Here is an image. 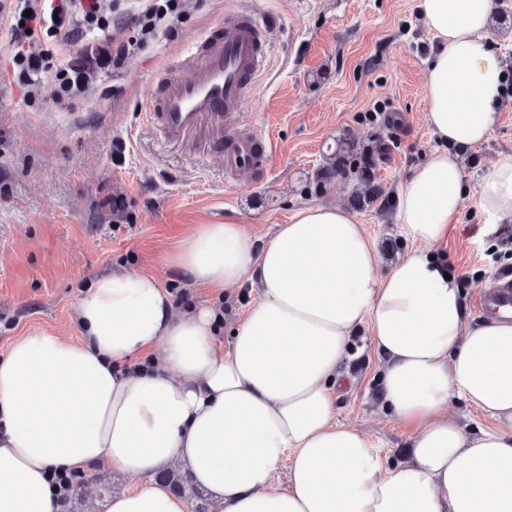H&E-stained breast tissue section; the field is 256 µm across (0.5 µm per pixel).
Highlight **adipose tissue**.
I'll return each mask as SVG.
<instances>
[{
  "mask_svg": "<svg viewBox=\"0 0 512 512\" xmlns=\"http://www.w3.org/2000/svg\"><path fill=\"white\" fill-rule=\"evenodd\" d=\"M436 40L426 120L440 150L401 185L396 222L414 250L387 274L344 207L299 209L257 241L245 224H199L165 263L198 286L253 293L226 347L211 305L176 310L149 272L82 283L80 337H20L0 360V512H54L56 468L104 464L137 489L107 512H186L148 475L184 465L211 512H512V321L469 322L434 246L465 194L460 149L484 141L506 74L489 44L493 0H419ZM488 223L512 219V159L483 175ZM365 330L385 411L411 430L390 463L336 419L350 339ZM139 358L140 367L124 365ZM461 400L491 427L464 431ZM286 483H279V471Z\"/></svg>",
  "mask_w": 512,
  "mask_h": 512,
  "instance_id": "adipose-tissue-1",
  "label": "adipose tissue"
}]
</instances>
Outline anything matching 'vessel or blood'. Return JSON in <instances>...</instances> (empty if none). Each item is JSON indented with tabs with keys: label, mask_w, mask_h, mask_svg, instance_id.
<instances>
[{
	"label": "vessel or blood",
	"mask_w": 512,
	"mask_h": 512,
	"mask_svg": "<svg viewBox=\"0 0 512 512\" xmlns=\"http://www.w3.org/2000/svg\"><path fill=\"white\" fill-rule=\"evenodd\" d=\"M277 26L271 16H227L195 51L188 75L165 71L155 79L159 104L146 118L166 143L206 141L223 154L229 175L267 170V145L258 135L240 131L238 117L242 102L269 69V45ZM498 279L495 288L476 298V306L512 318V273H500Z\"/></svg>",
	"instance_id": "1"
}]
</instances>
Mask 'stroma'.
<instances>
[{"label":"stroma","mask_w":512,"mask_h":512,"mask_svg":"<svg viewBox=\"0 0 512 512\" xmlns=\"http://www.w3.org/2000/svg\"><path fill=\"white\" fill-rule=\"evenodd\" d=\"M245 11L278 19L271 69L239 123L269 142L261 179L226 177L205 146L165 145L145 119L156 74L187 56L217 19ZM490 35L512 77V0H494ZM434 47L419 0H191L174 36H157L68 108L54 104L51 89L31 99L0 83V359L34 331L77 338L78 287L110 270L154 273L181 309L211 302L212 292L167 267L164 253L198 224L234 220L263 236L302 206L345 204L344 182L321 195L306 187L336 138L380 139L386 154L377 182L397 196L438 146L425 118ZM463 157L469 193L441 248L469 304L512 267L503 225L485 223L478 207L484 172L512 158V94L487 140ZM109 194L120 200L111 211L101 207ZM355 217L379 253L380 273L411 252L393 212L372 205ZM352 344L337 418L397 459L408 451L409 430L380 408L379 361L366 334Z\"/></svg>","instance_id":"1"}]
</instances>
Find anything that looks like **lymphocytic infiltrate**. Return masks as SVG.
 <instances>
[{
	"mask_svg": "<svg viewBox=\"0 0 512 512\" xmlns=\"http://www.w3.org/2000/svg\"><path fill=\"white\" fill-rule=\"evenodd\" d=\"M187 8L188 0H143L137 13L115 21L102 15L99 0H0V13L10 17L7 76L29 96L50 87L58 104H70L91 92L98 72L123 65L159 34L174 33ZM94 28L106 38L84 43V32ZM45 35L61 47V58L44 49Z\"/></svg>",
	"mask_w": 512,
	"mask_h": 512,
	"instance_id": "obj_1",
	"label": "lymphocytic infiltrate"
}]
</instances>
